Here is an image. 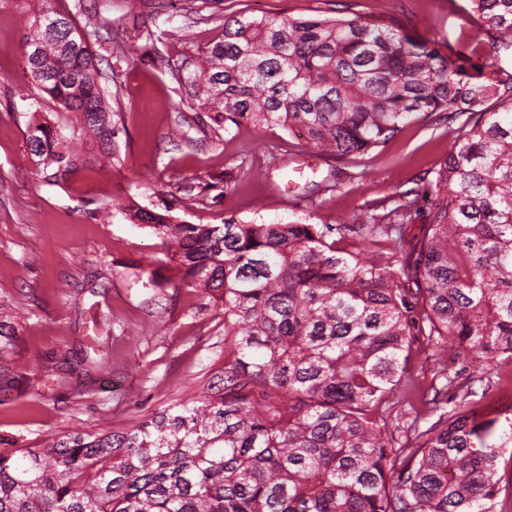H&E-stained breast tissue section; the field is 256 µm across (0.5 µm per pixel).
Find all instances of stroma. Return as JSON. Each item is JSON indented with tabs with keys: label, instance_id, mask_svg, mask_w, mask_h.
<instances>
[{
	"label": "stroma",
	"instance_id": "35a3bbf8",
	"mask_svg": "<svg viewBox=\"0 0 512 512\" xmlns=\"http://www.w3.org/2000/svg\"><path fill=\"white\" fill-rule=\"evenodd\" d=\"M468 10V0H0V297L26 315L21 360L34 375L31 385L0 391V437L29 448L52 434L136 421L208 384L223 362L213 308L175 287L159 239L130 223L115 200L130 196L154 211L168 205L191 224L230 216L349 224L387 212L396 192L428 185L446 159L455 134L438 113L344 159L319 154L297 130L244 124L215 133L177 68L221 38L225 17L393 18L440 53L472 50L486 70L511 71L512 49L492 48ZM52 11L92 32L120 127L118 164L60 186L22 160L35 111L58 108L32 84L24 57L35 16ZM114 33L125 42L119 55ZM84 345L104 358L101 370L62 387L41 380L56 352ZM432 353L421 347L408 368L411 386L389 419L397 443L413 419L428 418L442 371L457 376L449 406L467 392L473 362L442 363Z\"/></svg>",
	"mask_w": 512,
	"mask_h": 512
}]
</instances>
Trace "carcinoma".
Segmentation results:
<instances>
[{
  "label": "carcinoma",
  "mask_w": 512,
  "mask_h": 512,
  "mask_svg": "<svg viewBox=\"0 0 512 512\" xmlns=\"http://www.w3.org/2000/svg\"><path fill=\"white\" fill-rule=\"evenodd\" d=\"M492 44L512 48V0H469ZM31 81L62 111L37 119L27 157L54 183L118 160L112 109L86 32L44 38ZM178 78L224 132L301 129L338 158L377 149L436 112L456 125L438 203L409 251L418 195L357 224H188L171 207L117 201L167 248L170 270L222 312L224 364L196 394L96 434L13 448L0 438V512H494L512 500V420L480 401L442 411L414 444L389 440L419 339L487 367L512 363V70L441 55L363 16L224 20ZM90 136L89 157L70 142ZM350 237L362 249L336 247ZM422 312H416L417 306ZM22 322L0 299V390L28 379ZM87 361L59 353L52 373Z\"/></svg>",
  "instance_id": "carcinoma-1"
}]
</instances>
